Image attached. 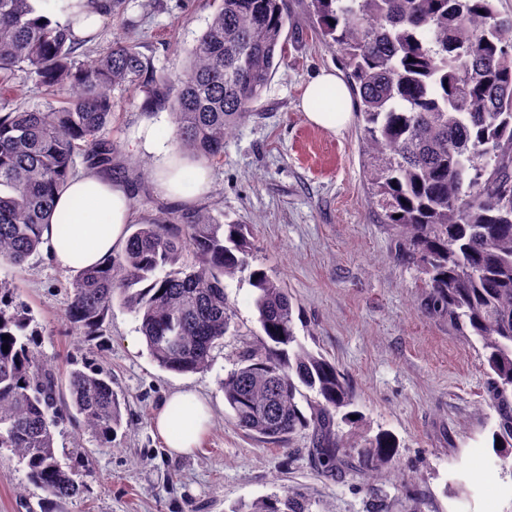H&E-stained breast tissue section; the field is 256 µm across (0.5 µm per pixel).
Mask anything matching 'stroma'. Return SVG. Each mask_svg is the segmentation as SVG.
<instances>
[{
	"mask_svg": "<svg viewBox=\"0 0 512 512\" xmlns=\"http://www.w3.org/2000/svg\"><path fill=\"white\" fill-rule=\"evenodd\" d=\"M294 24L286 30V57L253 113L210 162L211 182L190 203L160 194L150 174L137 180L134 208L153 216L208 206L223 221L250 225L253 265L281 278L300 313L295 331L346 374L355 394L362 433L393 435L398 451L377 477L353 467L321 476L299 433L285 446L260 443L226 418L219 386L259 332L255 289L247 277L228 281L240 331L213 352L211 366L178 374L150 357L139 321L113 304L100 335H71L62 319L73 272L39 253L25 270L0 265V279L15 283L9 307L24 312L47 363L57 374L70 364L110 372L125 399L122 425L103 446L69 417L53 430L63 462H89L92 474L77 496L54 501L30 484L10 449L0 448V512H237L253 501L306 492L312 512H378L369 488L379 489L388 512H512V472L495 484L482 480L496 415L485 404L484 358L477 345L446 318L422 313L417 272L396 256L397 238L372 203L360 152L358 120L332 132L310 124L300 109L307 82L339 71L335 51L314 32L305 0H288ZM122 21L92 28L77 61L105 51L114 38L136 41L160 72L184 69L205 31L215 0H126ZM15 91L0 92V113L46 106L53 98L28 71ZM173 133L169 111L145 115L120 102L106 134L117 149L115 171L138 169L147 154L140 129ZM191 388L213 409L212 426L188 455H170L152 429L170 392Z\"/></svg>",
	"mask_w": 512,
	"mask_h": 512,
	"instance_id": "obj_1",
	"label": "stroma"
}]
</instances>
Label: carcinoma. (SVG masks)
Listing matches in <instances>:
<instances>
[{
  "instance_id": "carcinoma-1",
  "label": "carcinoma",
  "mask_w": 512,
  "mask_h": 512,
  "mask_svg": "<svg viewBox=\"0 0 512 512\" xmlns=\"http://www.w3.org/2000/svg\"><path fill=\"white\" fill-rule=\"evenodd\" d=\"M126 0H102L111 19ZM319 34L340 56L360 116L372 198L395 231L397 258L424 276L421 309L479 343L487 366L485 404L495 412L491 448L512 468V14L495 0H306ZM288 0H221L177 75L156 73L137 44L117 40L76 65V19L61 24L31 0H0V91L15 72L35 74L58 107L0 113V262L23 269L41 247L56 192L75 172L112 169L116 145L103 136L115 92L136 88L146 112L170 111L177 151L193 161L224 155V140L251 115L285 58ZM125 246L70 285L64 319L77 333L101 331L122 305L140 320L161 368L194 373L235 325L225 281L248 273L262 334L224 378L228 417L247 436L284 445L298 432L324 473L348 464L341 424L354 425L345 374L295 334L288 288L252 267L247 225L221 223L211 209L157 215L133 224ZM13 284L0 280V448L28 481L63 501L83 481L60 463L53 428L76 414L101 444L121 427L112 376L74 368L61 381L2 307ZM306 406H301V403ZM394 443L365 440L369 473ZM246 512H311L301 491L257 501Z\"/></svg>"
}]
</instances>
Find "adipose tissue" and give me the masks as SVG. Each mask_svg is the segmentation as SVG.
Returning a JSON list of instances; mask_svg holds the SVG:
<instances>
[{
    "label": "adipose tissue",
    "instance_id": "adipose-tissue-1",
    "mask_svg": "<svg viewBox=\"0 0 512 512\" xmlns=\"http://www.w3.org/2000/svg\"><path fill=\"white\" fill-rule=\"evenodd\" d=\"M338 93L344 106L333 112L320 107L322 92ZM350 93L335 73L320 72L306 85L301 109L307 120L318 127L336 130L351 120ZM141 149L154 159L156 189L164 196L190 201L184 185L186 172H193L196 190H204L210 181L208 168L180 161L173 147L153 132H145ZM135 211L126 185L95 171L83 172L57 195L48 224L42 228V240L53 265L62 269L84 270L101 263L124 247L127 227L144 223ZM212 417L208 401L192 389L172 392L163 402L154 426L166 448L185 455L197 448Z\"/></svg>",
    "mask_w": 512,
    "mask_h": 512
}]
</instances>
